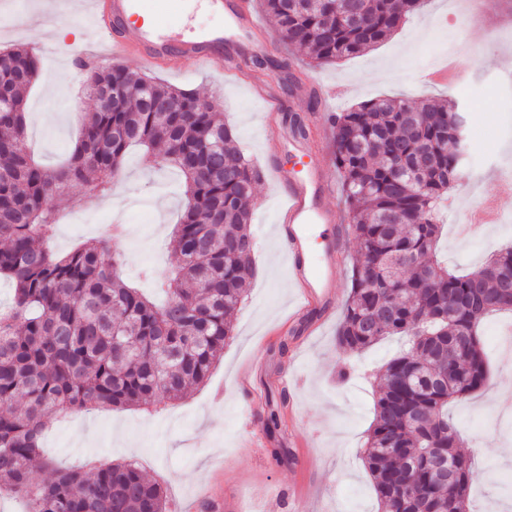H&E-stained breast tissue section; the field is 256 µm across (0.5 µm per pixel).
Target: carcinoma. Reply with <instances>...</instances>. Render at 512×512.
Listing matches in <instances>:
<instances>
[{
    "label": "carcinoma",
    "instance_id": "carcinoma-1",
    "mask_svg": "<svg viewBox=\"0 0 512 512\" xmlns=\"http://www.w3.org/2000/svg\"><path fill=\"white\" fill-rule=\"evenodd\" d=\"M255 0L276 23L278 41L308 51L318 66L385 41L427 0ZM0 279L14 298L0 308V496L24 494L30 512H168L163 488L134 462L95 471L49 467L44 433L64 415L94 407L147 408L182 399L205 382L248 296L254 251L249 203L262 170L237 147L224 113L198 108L178 89L121 64L78 60L89 97L117 93L110 109L82 116L81 136L58 168L38 162L27 143L26 90L39 60L26 48L0 51ZM283 90L295 80L286 55H256ZM334 160L349 230L358 249L336 346L360 354L384 338L405 348L376 374L379 396L363 447L381 512H470L479 477L459 451L448 404L479 392L487 379L480 325L512 311V245L456 275L434 259L440 201L467 158L455 138L467 122L455 101L378 98L329 115ZM132 147L163 158L183 177L184 206L172 235L177 266L159 282V306L124 282L107 235L59 254L50 248L59 217L50 198L94 175L84 203L109 197ZM446 464L449 481L435 477Z\"/></svg>",
    "mask_w": 512,
    "mask_h": 512
}]
</instances>
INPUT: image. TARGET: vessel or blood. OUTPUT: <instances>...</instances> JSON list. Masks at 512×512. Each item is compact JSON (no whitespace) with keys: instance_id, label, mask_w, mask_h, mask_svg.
Instances as JSON below:
<instances>
[{"instance_id":"b4317fda","label":"vessel or blood","mask_w":512,"mask_h":512,"mask_svg":"<svg viewBox=\"0 0 512 512\" xmlns=\"http://www.w3.org/2000/svg\"><path fill=\"white\" fill-rule=\"evenodd\" d=\"M205 2L209 11L223 18L224 24L192 35L179 30L184 0H157L155 10L147 13L140 0H74L72 12L89 15L92 27L106 32L112 55L137 56L155 70H168L174 60L191 58L204 66L238 72L247 60L246 54L227 52L224 46L249 38L258 23L247 0ZM282 147L280 137L268 138L269 169L283 201L277 239L288 258V273L299 288L302 312L321 315L329 309V290L344 257L341 237H331L320 251L312 244L314 226H331L339 221L336 210L323 204L333 188L323 175L320 154L309 155L303 175L292 177L276 162Z\"/></svg>"}]
</instances>
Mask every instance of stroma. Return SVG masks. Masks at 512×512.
<instances>
[{"instance_id": "stroma-1", "label": "stroma", "mask_w": 512, "mask_h": 512, "mask_svg": "<svg viewBox=\"0 0 512 512\" xmlns=\"http://www.w3.org/2000/svg\"><path fill=\"white\" fill-rule=\"evenodd\" d=\"M36 0L0 8V48L22 45L41 60V70L28 95L31 124L28 140L41 162L51 168L64 160L63 149L79 135L82 113L96 103L82 88L74 68L77 50L103 51L102 36L89 21L73 22L67 0L40 14ZM480 20L451 0H430L409 16L388 40L328 67H312L306 50L280 46L292 59L298 83L280 89L266 71L243 66L236 78L218 70H202L186 59L161 79L214 101L238 134L239 148L255 165L265 164L267 97L282 108L275 118L277 134L286 136L280 163L302 172L299 149L328 156L324 175L338 183L330 158L331 132L305 142L290 138L287 115L304 113L311 88L338 87L336 98H321L319 113L371 98L397 96L414 102L457 99L475 135L465 176L441 209L444 234L438 257L449 269L468 272L501 242L512 240V196L503 195L497 173L512 171V0H478ZM66 37H58L59 29ZM461 43L469 56L457 58L454 83L432 85L426 77L442 47ZM86 186L70 187L54 198L60 226L56 252L72 250L103 236L114 220L129 226L127 237L110 242L111 253L127 263L121 277L152 290L153 277L165 276L175 264L170 240L182 206L177 172L168 166H145L130 153L113 191L118 206L81 208ZM272 183L258 185L250 203L251 230L257 246L251 262V288L232 318L233 336L208 380L179 401H164L147 410L80 411L56 421L43 439V452L54 468H76L94 455L136 460L143 473L160 483L169 501L194 503L197 512L216 504L239 506L241 512H379L371 476L360 457L374 416L377 398L366 371L380 367L401 349L392 337L354 356L357 374L342 378L346 362L335 343L342 309L350 293L351 262L357 252L353 236H345V260L336 270L328 316L320 325L297 314V291L276 235L277 205ZM488 347V382L468 399L449 404L458 421L461 450L483 467L470 493L473 512H512V417L500 416L493 404L502 380L512 378V352L499 339L512 330V313L499 312L482 326ZM287 352H280V345ZM298 379L285 389L282 377ZM287 394L280 408V427L265 425L268 399ZM282 439L288 461L270 455L272 438Z\"/></svg>"}]
</instances>
